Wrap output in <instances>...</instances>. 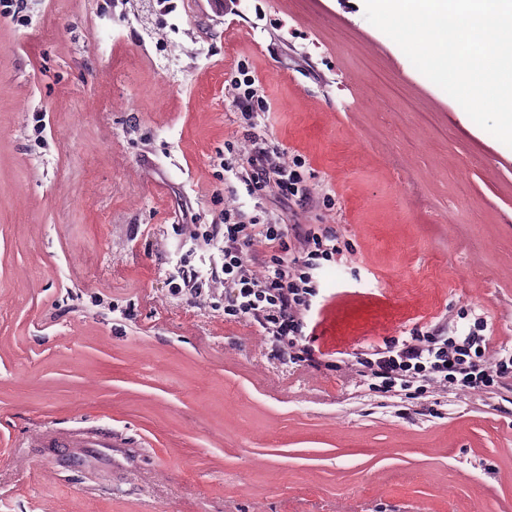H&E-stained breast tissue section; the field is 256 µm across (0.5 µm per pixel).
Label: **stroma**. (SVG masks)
<instances>
[{
	"label": "stroma",
	"instance_id": "35a3bbf8",
	"mask_svg": "<svg viewBox=\"0 0 512 512\" xmlns=\"http://www.w3.org/2000/svg\"><path fill=\"white\" fill-rule=\"evenodd\" d=\"M241 9L0 6V512H512V413L402 419L174 293L210 267L184 205L259 202L224 169L249 80L346 256L319 270L329 359L446 310L512 347V148L364 0Z\"/></svg>",
	"mask_w": 512,
	"mask_h": 512
}]
</instances>
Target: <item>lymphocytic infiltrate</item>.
Segmentation results:
<instances>
[{"mask_svg": "<svg viewBox=\"0 0 512 512\" xmlns=\"http://www.w3.org/2000/svg\"><path fill=\"white\" fill-rule=\"evenodd\" d=\"M224 166L247 191L261 192L288 207L287 215L243 209L236 195L203 237L212 270L183 277L179 294L198 298L214 284L224 286V313L247 323L262 346L286 355L302 371L335 370L357 389H376L388 400L406 402L409 415L448 396L467 405L504 409L512 404V351L496 346L485 318L460 328L440 314L404 339L370 345L329 360L311 326L319 295L322 261L340 257L327 217H314L288 150L253 133L231 144Z\"/></svg>", "mask_w": 512, "mask_h": 512, "instance_id": "lymphocytic-infiltrate-1", "label": "lymphocytic infiltrate"}]
</instances>
